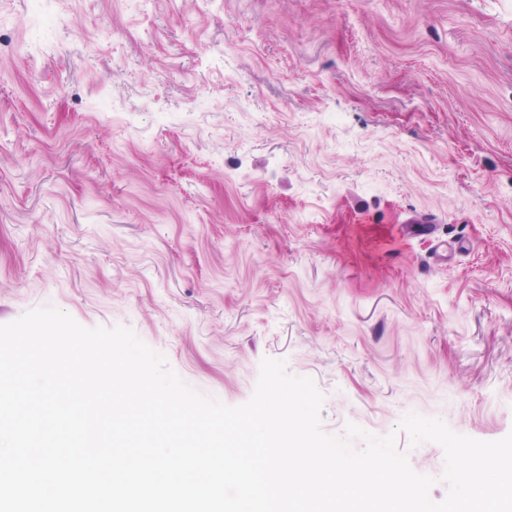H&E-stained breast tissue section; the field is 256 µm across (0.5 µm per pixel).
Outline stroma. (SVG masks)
<instances>
[{"instance_id": "obj_1", "label": "stroma", "mask_w": 512, "mask_h": 512, "mask_svg": "<svg viewBox=\"0 0 512 512\" xmlns=\"http://www.w3.org/2000/svg\"><path fill=\"white\" fill-rule=\"evenodd\" d=\"M42 307L228 406L284 361L443 500L406 415L512 433V0H0V324Z\"/></svg>"}]
</instances>
